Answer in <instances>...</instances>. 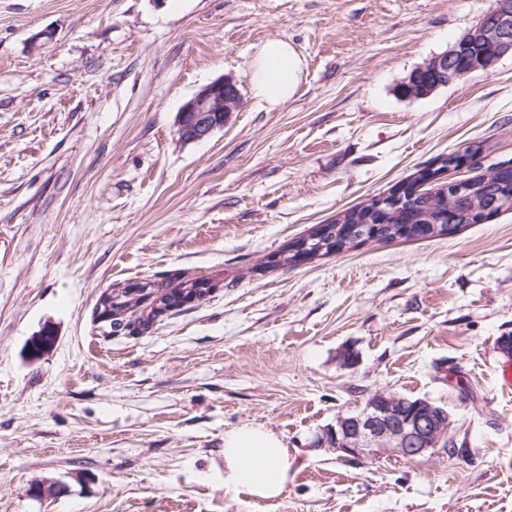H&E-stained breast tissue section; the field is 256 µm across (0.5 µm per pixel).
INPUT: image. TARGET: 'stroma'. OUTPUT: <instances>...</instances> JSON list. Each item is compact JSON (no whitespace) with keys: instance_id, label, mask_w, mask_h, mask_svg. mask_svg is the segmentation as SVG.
Listing matches in <instances>:
<instances>
[{"instance_id":"35a3bbf8","label":"stroma","mask_w":512,"mask_h":512,"mask_svg":"<svg viewBox=\"0 0 512 512\" xmlns=\"http://www.w3.org/2000/svg\"><path fill=\"white\" fill-rule=\"evenodd\" d=\"M492 6L0 0V512H512V211L261 267L438 155L478 148L457 179L512 160V55L395 92ZM271 38L304 61L276 107L249 78ZM221 78L241 109L182 141L181 105ZM200 277L216 290L148 328L98 320L105 291ZM378 390L443 407L456 454L313 446ZM243 424L288 447L278 498L224 489Z\"/></svg>"}]
</instances>
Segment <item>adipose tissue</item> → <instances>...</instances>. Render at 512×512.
Here are the masks:
<instances>
[{
	"label": "adipose tissue",
	"mask_w": 512,
	"mask_h": 512,
	"mask_svg": "<svg viewBox=\"0 0 512 512\" xmlns=\"http://www.w3.org/2000/svg\"><path fill=\"white\" fill-rule=\"evenodd\" d=\"M302 71V58L286 40H267L252 59L253 92L266 104H283L295 92ZM291 469L287 446L270 429L243 424L225 432L226 490L252 499H274L286 488Z\"/></svg>",
	"instance_id": "ef3b65f1"
}]
</instances>
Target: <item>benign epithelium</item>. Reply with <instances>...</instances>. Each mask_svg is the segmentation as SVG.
<instances>
[{"mask_svg": "<svg viewBox=\"0 0 512 512\" xmlns=\"http://www.w3.org/2000/svg\"><path fill=\"white\" fill-rule=\"evenodd\" d=\"M493 18L483 28L471 30L462 36L445 54L431 60L438 68L453 75L454 61L459 49L470 40H485L496 49L490 60H479L467 73L489 71L505 55L512 54V10L505 0L493 10ZM230 81L218 79L202 88L179 109L176 120L177 133L182 140L194 142L224 127V121L241 106V97L228 98L225 90ZM477 154L470 150L443 155L427 167V177L416 182L405 180L393 193H386L373 200L376 207L390 206L404 192L415 196L430 183H448L450 191L465 194L468 183L448 179V170L468 167L475 163ZM323 250L321 233L316 232L301 240L296 246V263H306ZM420 417H408L400 410V399L391 393L380 392L368 399L357 414L339 416L336 425L318 434L315 443L319 448H331L354 461L376 459L384 454L399 455L414 460L446 443L450 417L447 412L427 401Z\"/></svg>", "mask_w": 512, "mask_h": 512, "instance_id": "1", "label": "benign epithelium"}]
</instances>
